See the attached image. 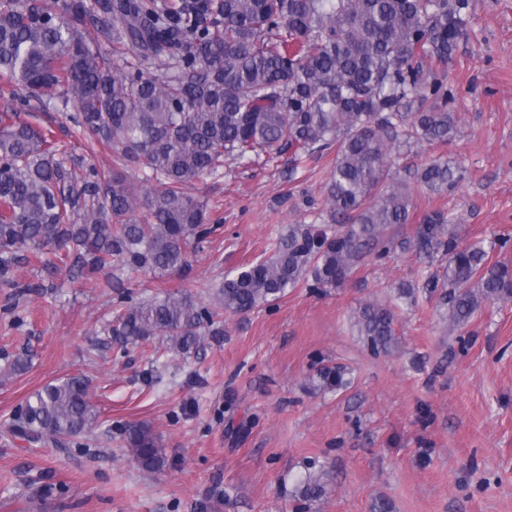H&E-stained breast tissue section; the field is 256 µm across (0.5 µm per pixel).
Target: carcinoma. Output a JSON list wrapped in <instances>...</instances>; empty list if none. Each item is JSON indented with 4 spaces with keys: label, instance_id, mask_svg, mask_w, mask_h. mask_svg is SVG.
Returning a JSON list of instances; mask_svg holds the SVG:
<instances>
[{
    "label": "carcinoma",
    "instance_id": "obj_1",
    "mask_svg": "<svg viewBox=\"0 0 512 512\" xmlns=\"http://www.w3.org/2000/svg\"><path fill=\"white\" fill-rule=\"evenodd\" d=\"M469 0H0V77L39 100L74 106L73 134L85 151H112V175L75 181L70 151L20 119L0 115V281L15 279L21 252L73 251L88 273L128 267L159 279L189 266L211 232L212 206L192 189L232 158L293 150L292 166L336 147L323 208L333 223L290 225L275 251L225 277L219 309L177 292L129 305L107 328L123 346L161 337L181 355L196 351L204 322L247 314L302 283L340 287L366 260L413 247L447 258L438 294L451 327L487 303L512 302V271L488 262L481 243L461 246L440 211L413 239L394 229L415 209L410 182L391 168L420 142L448 143V51L465 29ZM149 170L135 186L123 170ZM462 178L438 157L414 170L432 193ZM359 335L375 354L399 343L394 312L363 303ZM347 368L325 365L312 389L339 390ZM98 421L89 385L72 375L33 393L9 428L29 443L64 448ZM127 451L147 471L165 463L156 437L133 425ZM320 467L293 492L302 510L327 497Z\"/></svg>",
    "mask_w": 512,
    "mask_h": 512
}]
</instances>
